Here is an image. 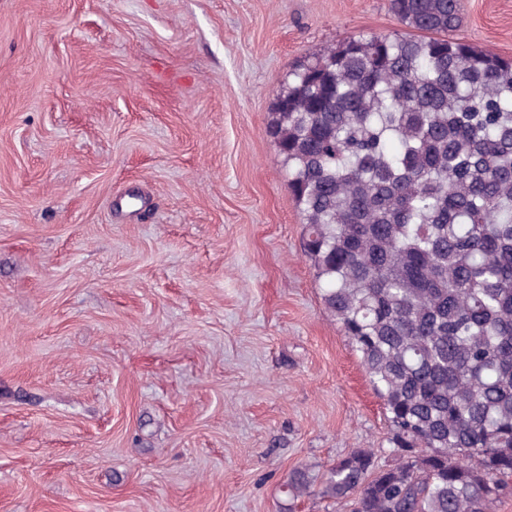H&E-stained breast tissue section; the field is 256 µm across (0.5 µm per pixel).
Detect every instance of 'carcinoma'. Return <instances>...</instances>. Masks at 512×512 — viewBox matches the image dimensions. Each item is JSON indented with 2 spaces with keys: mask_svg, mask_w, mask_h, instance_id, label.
<instances>
[{
  "mask_svg": "<svg viewBox=\"0 0 512 512\" xmlns=\"http://www.w3.org/2000/svg\"><path fill=\"white\" fill-rule=\"evenodd\" d=\"M288 75L269 121L325 310L352 341L394 463L291 471V501L493 512L512 496V57L459 37L461 0H389Z\"/></svg>",
  "mask_w": 512,
  "mask_h": 512,
  "instance_id": "1",
  "label": "carcinoma"
}]
</instances>
